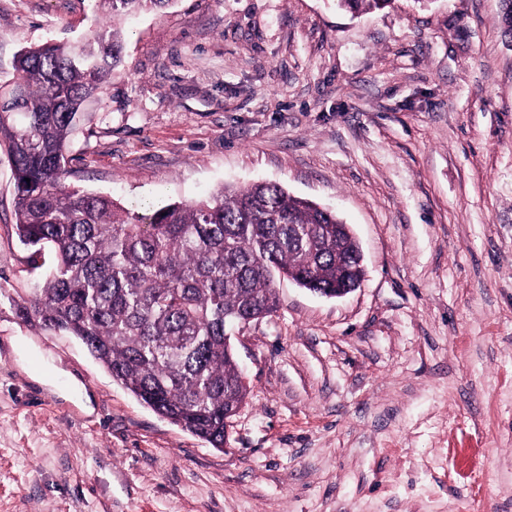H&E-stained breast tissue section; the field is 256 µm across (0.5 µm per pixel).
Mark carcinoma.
<instances>
[{"label": "carcinoma", "mask_w": 512, "mask_h": 512, "mask_svg": "<svg viewBox=\"0 0 512 512\" xmlns=\"http://www.w3.org/2000/svg\"><path fill=\"white\" fill-rule=\"evenodd\" d=\"M170 0H96L85 37L15 56L21 111L0 108L20 241L55 255L22 315L79 339L157 415L224 447V418L247 394L225 336L269 315L276 281L334 288L362 277L358 244L333 210L280 185L218 189L143 212L67 182V149L120 61L118 21ZM353 15L392 0H334ZM512 42V0H500Z\"/></svg>", "instance_id": "carcinoma-1"}]
</instances>
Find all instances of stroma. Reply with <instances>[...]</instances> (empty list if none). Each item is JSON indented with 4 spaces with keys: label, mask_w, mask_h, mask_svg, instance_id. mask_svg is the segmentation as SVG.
Here are the masks:
<instances>
[{
    "label": "stroma",
    "mask_w": 512,
    "mask_h": 512,
    "mask_svg": "<svg viewBox=\"0 0 512 512\" xmlns=\"http://www.w3.org/2000/svg\"><path fill=\"white\" fill-rule=\"evenodd\" d=\"M499 0H172L140 13L70 181L124 207L280 184L335 210L365 274L276 283L233 330L224 448L19 312L51 271L0 152V512H512V44ZM93 0H0L13 58L83 38ZM78 380L92 414L65 396ZM336 8L353 15L382 10L393 2L392 0H334Z\"/></svg>",
    "instance_id": "stroma-1"
}]
</instances>
